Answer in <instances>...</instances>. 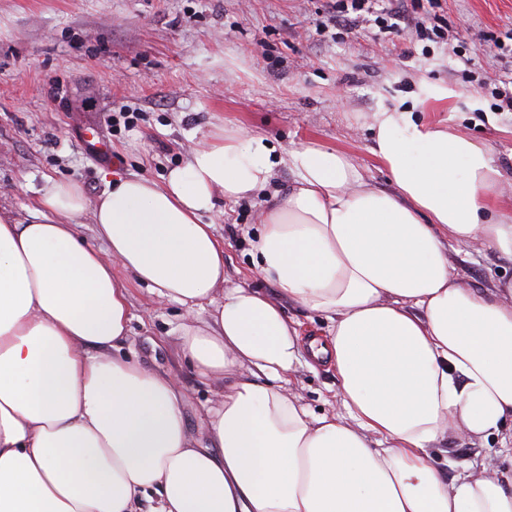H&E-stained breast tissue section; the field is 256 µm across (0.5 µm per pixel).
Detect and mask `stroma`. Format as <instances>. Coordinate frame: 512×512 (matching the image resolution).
I'll use <instances>...</instances> for the list:
<instances>
[{"mask_svg": "<svg viewBox=\"0 0 512 512\" xmlns=\"http://www.w3.org/2000/svg\"><path fill=\"white\" fill-rule=\"evenodd\" d=\"M326 0H0V215L28 222L48 180L78 182L89 202L78 231L95 240L91 206L113 175L162 182L214 127L259 133L280 154L307 144L353 156L375 189L394 186L374 156V112L411 108L487 142L512 194V112L494 109V88L512 81V0H442L449 27L467 34L412 42L366 15L353 32L328 27ZM493 35L501 49L480 47ZM448 99L431 98L434 88ZM112 145L108 159L84 149L85 126ZM271 199L262 192L205 214L224 239V276H251V239ZM463 282L487 288L512 279V259L480 245L453 254ZM125 351L171 375L185 391L195 441L221 383L201 379L181 348L186 310L146 287L129 289ZM290 390L314 415L338 412L335 368L298 363ZM511 466L501 438L453 429L431 463L446 477L467 466Z\"/></svg>", "mask_w": 512, "mask_h": 512, "instance_id": "35a3bbf8", "label": "stroma"}]
</instances>
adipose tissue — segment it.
<instances>
[{
    "instance_id": "ef3b65f1",
    "label": "adipose tissue",
    "mask_w": 512,
    "mask_h": 512,
    "mask_svg": "<svg viewBox=\"0 0 512 512\" xmlns=\"http://www.w3.org/2000/svg\"><path fill=\"white\" fill-rule=\"evenodd\" d=\"M395 189L354 158L289 153L296 186L251 242L278 298L227 285L219 200L271 186L263 135L216 130L163 183L118 179L99 199L97 242L73 220L79 183L51 181L33 220L0 217V512H512V475L445 479L430 462L448 431L512 421V282L480 292L449 251L512 258V201L491 200L490 148L416 121L372 116ZM197 312L182 345L224 385L195 446L170 375L128 358V282ZM322 315L345 408L315 416L289 392L301 356L279 299Z\"/></svg>"
}]
</instances>
